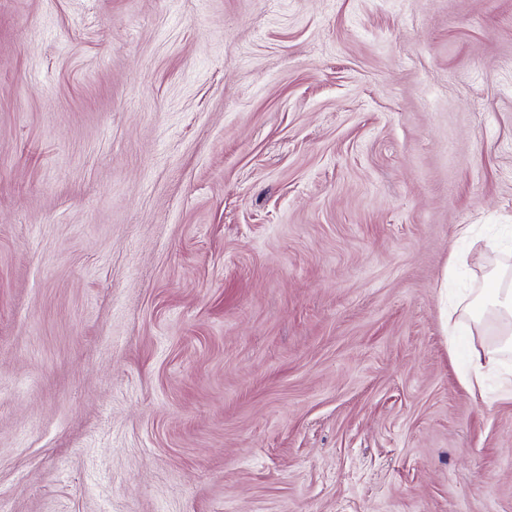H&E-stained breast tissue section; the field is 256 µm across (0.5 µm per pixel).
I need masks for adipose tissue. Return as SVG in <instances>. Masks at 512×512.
<instances>
[{"label":"adipose tissue","instance_id":"obj_1","mask_svg":"<svg viewBox=\"0 0 512 512\" xmlns=\"http://www.w3.org/2000/svg\"><path fill=\"white\" fill-rule=\"evenodd\" d=\"M448 312L470 318L477 335L492 331L497 336L496 346L484 344L470 349L463 385L473 397L481 399L485 396L487 379L494 376L501 382L502 398L511 399L512 370L502 365L500 351L512 347V285L502 275L486 281L475 289L473 298L449 307Z\"/></svg>","mask_w":512,"mask_h":512}]
</instances>
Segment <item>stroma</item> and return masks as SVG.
<instances>
[{"label": "stroma", "instance_id": "35a3bbf8", "mask_svg": "<svg viewBox=\"0 0 512 512\" xmlns=\"http://www.w3.org/2000/svg\"><path fill=\"white\" fill-rule=\"evenodd\" d=\"M499 262L512 0H0V512H512ZM508 273L503 272L493 280L486 281L482 288L474 289L475 296L462 300L457 307L449 306L445 326L448 333L452 330L454 314L469 317L476 328L478 336H485L490 329L499 336L500 348L511 350L512 347V286L506 284ZM472 294V295H473ZM501 349L491 348L482 342L480 348L474 343L468 355V368L462 377L463 385L479 398L485 405L491 406L485 397L486 381L495 376L501 382V399L512 398V371L503 365L500 360Z\"/></svg>", "mask_w": 512, "mask_h": 512}]
</instances>
